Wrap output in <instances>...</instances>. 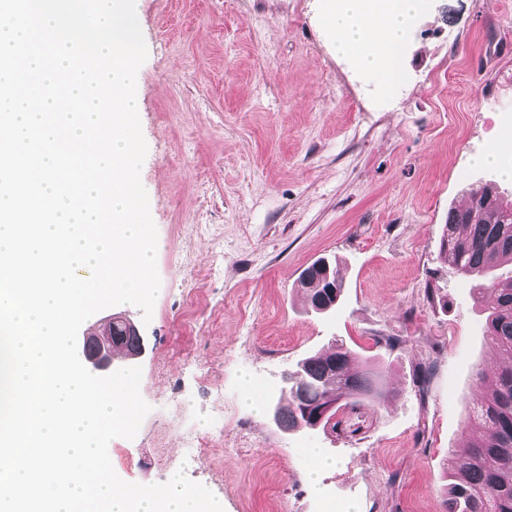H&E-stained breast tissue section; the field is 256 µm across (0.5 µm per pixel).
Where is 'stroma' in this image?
I'll return each mask as SVG.
<instances>
[{
	"mask_svg": "<svg viewBox=\"0 0 512 512\" xmlns=\"http://www.w3.org/2000/svg\"><path fill=\"white\" fill-rule=\"evenodd\" d=\"M327 0H136V76L160 288L140 326L151 407L112 466L129 483L177 471L224 512H443L478 375L503 364L469 283L441 259L472 189L512 180V0H424L400 87L337 56ZM336 263L335 310L300 274ZM384 336L401 337L394 349ZM345 344L385 369L384 401L286 432L266 401L304 355ZM330 462L311 486L315 457Z\"/></svg>",
	"mask_w": 512,
	"mask_h": 512,
	"instance_id": "35a3bbf8",
	"label": "stroma"
}]
</instances>
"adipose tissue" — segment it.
<instances>
[{
    "label": "adipose tissue",
    "mask_w": 512,
    "mask_h": 512,
    "mask_svg": "<svg viewBox=\"0 0 512 512\" xmlns=\"http://www.w3.org/2000/svg\"><path fill=\"white\" fill-rule=\"evenodd\" d=\"M423 0H336L324 14L336 51L392 78L412 17Z\"/></svg>",
    "instance_id": "1"
}]
</instances>
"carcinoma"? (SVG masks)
I'll return each instance as SVG.
<instances>
[{"instance_id": "cac0c4a2", "label": "carcinoma", "mask_w": 512, "mask_h": 512, "mask_svg": "<svg viewBox=\"0 0 512 512\" xmlns=\"http://www.w3.org/2000/svg\"><path fill=\"white\" fill-rule=\"evenodd\" d=\"M487 183L471 194L468 207L448 210L441 254L445 263L471 283L475 302L487 297V333L497 353L508 359L494 373L490 389L469 401V417L483 429L462 442L450 474L445 512H512V276L493 272L512 265V204H502ZM301 284L308 306L325 313L340 300L342 284L325 259L307 266ZM355 353L340 345L325 354L307 355L288 371V393L276 423L284 430L310 429L311 417L328 402L378 405L385 393L375 364L352 369Z\"/></svg>"}]
</instances>
